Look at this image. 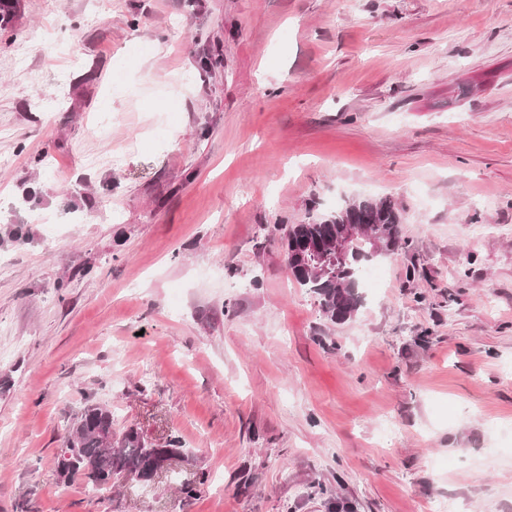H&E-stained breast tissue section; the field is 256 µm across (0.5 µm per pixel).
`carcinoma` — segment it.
<instances>
[{
	"mask_svg": "<svg viewBox=\"0 0 512 512\" xmlns=\"http://www.w3.org/2000/svg\"><path fill=\"white\" fill-rule=\"evenodd\" d=\"M20 0H0V31L12 26L19 11ZM402 215L389 198L358 199L335 213L324 214L288 230L287 244L329 243L342 236L353 224H364L384 236L390 250L401 245ZM375 259L369 244H355L345 260L336 266L333 275L318 271L295 270L292 276L300 287L319 298L324 315L332 322H344L358 311L357 289L363 282L364 264ZM68 456L58 461V472L64 480L80 475L94 491L110 490L128 476H146L156 460L151 448L137 430L113 429L112 408L103 404L86 406L73 424L66 441ZM207 482L202 472L192 481L180 485L179 493L190 500L198 496Z\"/></svg>",
	"mask_w": 512,
	"mask_h": 512,
	"instance_id": "obj_1",
	"label": "carcinoma"
}]
</instances>
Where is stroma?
Returning a JSON list of instances; mask_svg holds the SVG:
<instances>
[{
  "label": "stroma",
  "mask_w": 512,
  "mask_h": 512,
  "mask_svg": "<svg viewBox=\"0 0 512 512\" xmlns=\"http://www.w3.org/2000/svg\"><path fill=\"white\" fill-rule=\"evenodd\" d=\"M385 197L331 322L287 231ZM0 260V512H512V0H21ZM92 403L185 460L61 482Z\"/></svg>",
  "instance_id": "obj_1"
}]
</instances>
